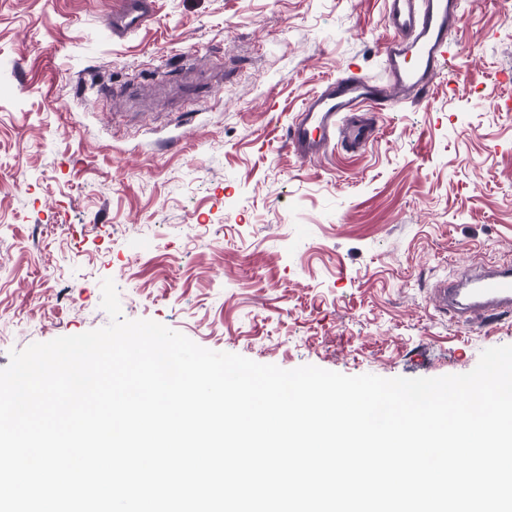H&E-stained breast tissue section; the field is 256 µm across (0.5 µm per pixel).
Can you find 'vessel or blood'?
I'll use <instances>...</instances> for the list:
<instances>
[{"label": "vessel or blood", "mask_w": 512, "mask_h": 512, "mask_svg": "<svg viewBox=\"0 0 512 512\" xmlns=\"http://www.w3.org/2000/svg\"><path fill=\"white\" fill-rule=\"evenodd\" d=\"M392 35L383 49L386 83L358 70L327 81L305 99L298 118L288 126L286 141L298 161L324 154L337 144L350 153L363 151L378 136L377 114L390 102L420 104L453 51L461 0H387ZM154 0H115L110 31L120 38L139 29L153 14ZM441 308L460 315L484 310L512 311V265L506 264L443 284Z\"/></svg>", "instance_id": "obj_1"}]
</instances>
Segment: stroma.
I'll return each instance as SVG.
<instances>
[{
	"label": "stroma",
	"instance_id": "stroma-1",
	"mask_svg": "<svg viewBox=\"0 0 512 512\" xmlns=\"http://www.w3.org/2000/svg\"><path fill=\"white\" fill-rule=\"evenodd\" d=\"M0 0V368L125 318L284 369L440 377L512 345L434 288L512 263V7L463 0L448 68L362 152L302 164L304 99L384 79V0ZM153 0H116L109 28L113 37L121 38L139 29L153 14ZM112 23V24H111Z\"/></svg>",
	"mask_w": 512,
	"mask_h": 512
}]
</instances>
